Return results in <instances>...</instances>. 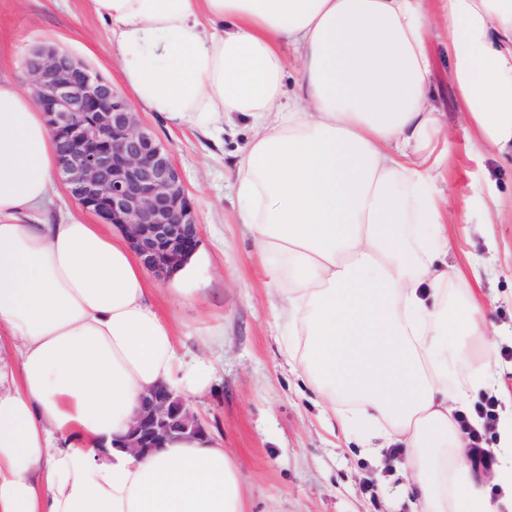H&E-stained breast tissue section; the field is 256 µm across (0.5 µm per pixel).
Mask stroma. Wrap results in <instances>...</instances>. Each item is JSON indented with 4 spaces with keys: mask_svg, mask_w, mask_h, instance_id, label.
<instances>
[{
    "mask_svg": "<svg viewBox=\"0 0 512 512\" xmlns=\"http://www.w3.org/2000/svg\"><path fill=\"white\" fill-rule=\"evenodd\" d=\"M449 42L436 24L428 51L432 103L448 134L447 261L479 272L475 288L498 352L489 391L497 399L512 393V362L502 357L512 348V158L472 145ZM41 47L67 49L128 96L110 27L88 0H0V77L29 90L25 62ZM138 118L171 145L200 226L193 265L158 280L155 304L171 321L183 360L210 367L205 388L185 400L234 461L249 512H412L400 446L377 459L363 452L358 432L332 433V415L287 363L288 330L237 219L230 159L249 135L247 122L221 134L171 126L156 112L142 110ZM495 199L505 210L491 224L486 208Z\"/></svg>",
    "mask_w": 512,
    "mask_h": 512,
    "instance_id": "35a3bbf8",
    "label": "stroma"
}]
</instances>
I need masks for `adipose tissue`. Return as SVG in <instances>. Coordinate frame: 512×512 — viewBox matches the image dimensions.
Instances as JSON below:
<instances>
[{
  "mask_svg": "<svg viewBox=\"0 0 512 512\" xmlns=\"http://www.w3.org/2000/svg\"><path fill=\"white\" fill-rule=\"evenodd\" d=\"M426 0H92L124 81L173 125L251 123L233 160L239 222L299 336L286 356L342 431L406 450L417 512H498L455 416L489 388L483 305L452 276L429 98ZM475 143L512 155V0H435ZM292 48L294 97L284 77ZM54 138L0 78V512H246L213 438L122 448L140 397L202 388L126 236L54 219Z\"/></svg>",
  "mask_w": 512,
  "mask_h": 512,
  "instance_id": "adipose-tissue-1",
  "label": "adipose tissue"
}]
</instances>
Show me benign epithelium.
I'll use <instances>...</instances> for the list:
<instances>
[{
    "label": "benign epithelium",
    "instance_id": "benign-epithelium-1",
    "mask_svg": "<svg viewBox=\"0 0 512 512\" xmlns=\"http://www.w3.org/2000/svg\"><path fill=\"white\" fill-rule=\"evenodd\" d=\"M30 88L57 143L59 178L84 208L123 228L144 267L163 279L181 270L200 235L173 150L142 126L130 104L69 51L37 50ZM207 430L164 386L143 394L123 447L146 453Z\"/></svg>",
    "mask_w": 512,
    "mask_h": 512
}]
</instances>
